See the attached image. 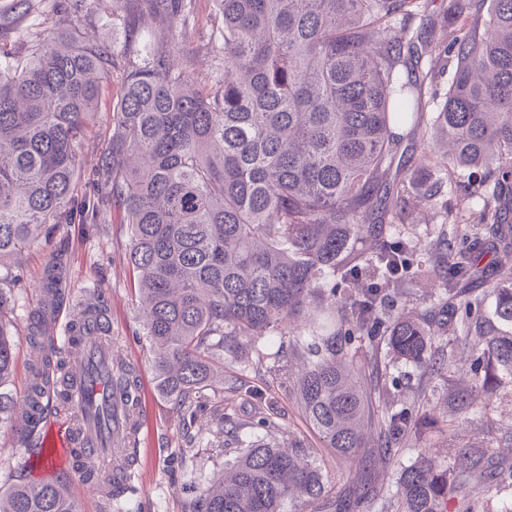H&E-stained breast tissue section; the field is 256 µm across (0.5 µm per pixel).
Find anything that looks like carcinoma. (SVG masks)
<instances>
[{"mask_svg":"<svg viewBox=\"0 0 512 512\" xmlns=\"http://www.w3.org/2000/svg\"><path fill=\"white\" fill-rule=\"evenodd\" d=\"M475 12L445 44L434 25L416 31L422 0H216L223 20L224 73L197 84L170 63L176 30L192 0H117L118 17L138 33L141 15L169 21L152 61L125 67L112 95V133L84 177L78 149L116 65L106 43L77 32L29 33L4 41L34 10L14 0L0 15V261H20L48 224H108L112 211L129 226V263L137 273L140 319L154 356L158 391L182 416L194 397L224 384V360L263 367L283 349L303 365L293 383L297 406L324 445L354 456L373 436L341 495L328 490L315 449L291 439L239 441L236 456L189 512H288L302 499L318 512H477L503 500L512 512V461L469 448L455 471L435 458L401 457L431 431L426 390L400 404L399 361L445 373L452 334L474 356L479 384L465 396L442 391L453 423L512 379V267L489 268L488 255L512 253V0H444L442 19L457 23L462 2ZM454 69L443 104L423 123L414 90ZM412 124L411 149L431 163L443 139L448 171L481 170L461 186L482 206L485 232L462 247L459 221L429 243L424 264L398 221L416 202L412 179H388ZM58 255L44 269L46 296L64 302ZM448 270L437 301L404 314L420 283ZM365 270L377 285L347 293L338 285ZM492 278L487 290L473 283ZM306 314L307 331L275 336ZM45 310L29 314L31 343L45 349ZM366 347L357 364L350 345ZM13 350L0 322V386ZM23 406L43 401L48 355L31 367ZM219 425L275 430L271 414ZM396 472L383 485L377 468ZM0 512H78L52 478L22 479L0 492Z\"/></svg>","mask_w":512,"mask_h":512,"instance_id":"carcinoma-1","label":"carcinoma"}]
</instances>
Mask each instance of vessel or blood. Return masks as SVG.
<instances>
[{
	"label": "vessel or blood",
	"mask_w": 512,
	"mask_h": 512,
	"mask_svg": "<svg viewBox=\"0 0 512 512\" xmlns=\"http://www.w3.org/2000/svg\"><path fill=\"white\" fill-rule=\"evenodd\" d=\"M55 313L83 325L79 335L66 336L69 362L50 388L47 404L32 412L28 422L44 453L29 451L25 459L37 474L47 465L66 476L79 474L105 508L136 466L126 444L139 433L140 391L134 380H122L125 364L113 356L112 338L95 304L70 311L60 306Z\"/></svg>",
	"instance_id": "obj_1"
}]
</instances>
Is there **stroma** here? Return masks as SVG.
<instances>
[{"mask_svg":"<svg viewBox=\"0 0 512 512\" xmlns=\"http://www.w3.org/2000/svg\"><path fill=\"white\" fill-rule=\"evenodd\" d=\"M35 22L44 32L59 34L79 31L87 41L108 38L115 55H129L140 63L152 36L164 32V24L145 18L137 43L112 14L115 0H36ZM215 0H193L190 14L179 26L176 64H190L199 83L217 79L219 70L214 56L220 40L215 24ZM474 173L461 168L455 172L424 171L414 179L415 192L429 186L438 191L430 202L416 208L402 226L414 245L417 258L427 256V242L434 239L444 219L445 210L462 209L468 229L479 231V207H463L459 195L449 191V184H464ZM129 228L112 222L102 229L86 224H58L43 235L18 263L0 265V286L9 297L5 328L14 343L13 376L5 391L16 402H23L30 379L29 367L37 353L27 335L28 315L41 301L39 281L46 265L56 253L67 255L65 284L72 300L78 301L94 290L103 291L111 309L112 348L139 378L142 425L135 443L138 465L131 481L132 490L112 504V512H183L186 503L199 497L224 470L226 454L213 447L217 425L211 414H203L191 423H183L173 401L156 390L150 345L138 322L137 278L128 262ZM399 385L390 398L403 401L413 390L452 385L462 389L475 385L472 359L458 351L457 361L448 377L430 376L399 366ZM210 406L246 419L254 415L259 403H266L277 414L284 437L297 438L317 451L323 474L334 490H341L354 467L352 459L342 457L321 442L299 412L285 385L265 372H240L237 364L224 365V384L206 389ZM512 457V382H505L493 396L487 414L470 413L458 419L445 435H430L425 454L433 455L447 466H454L462 449L476 445ZM20 434L13 422H0V488L8 489L25 474L20 450Z\"/></svg>","mask_w":512,"mask_h":512,"instance_id":"obj_1","label":"stroma"}]
</instances>
